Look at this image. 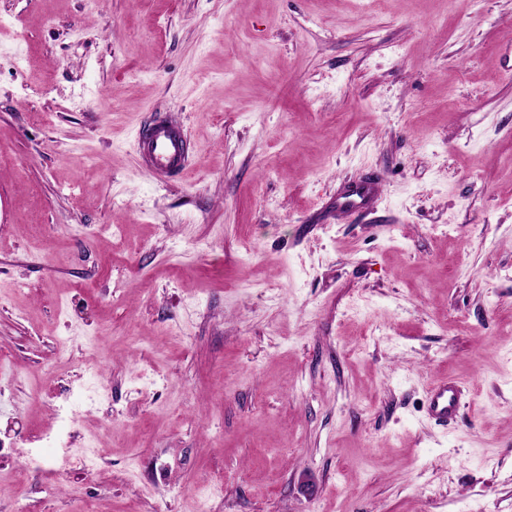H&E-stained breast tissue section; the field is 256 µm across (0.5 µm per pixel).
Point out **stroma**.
I'll return each mask as SVG.
<instances>
[{
	"mask_svg": "<svg viewBox=\"0 0 512 512\" xmlns=\"http://www.w3.org/2000/svg\"><path fill=\"white\" fill-rule=\"evenodd\" d=\"M88 501L512 512V0H0V512ZM138 135L144 144L143 165L149 172L159 178L186 173L190 145L173 119L158 116L140 127ZM379 192V183L370 179H356L347 184L336 196L333 208L336 213H347L369 208ZM459 409L458 388L448 378L439 379L428 391V415L435 422L448 425Z\"/></svg>",
	"mask_w": 512,
	"mask_h": 512,
	"instance_id": "1",
	"label": "stroma"
}]
</instances>
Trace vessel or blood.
<instances>
[{
    "label": "vessel or blood",
    "mask_w": 512,
    "mask_h": 512,
    "mask_svg": "<svg viewBox=\"0 0 512 512\" xmlns=\"http://www.w3.org/2000/svg\"><path fill=\"white\" fill-rule=\"evenodd\" d=\"M144 145V167L157 177L184 175L188 169L190 145L177 123L166 116L156 117L138 131ZM379 192V184L356 179L347 184L334 203L336 212L347 213L369 208ZM459 409L458 388L448 379H439L428 391V414L435 422H451Z\"/></svg>",
    "instance_id": "vessel-or-blood-1"
}]
</instances>
